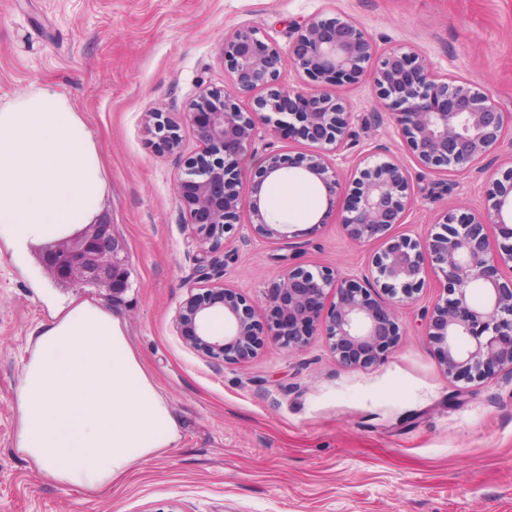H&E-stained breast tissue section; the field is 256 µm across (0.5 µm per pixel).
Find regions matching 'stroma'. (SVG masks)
<instances>
[{"mask_svg": "<svg viewBox=\"0 0 512 512\" xmlns=\"http://www.w3.org/2000/svg\"><path fill=\"white\" fill-rule=\"evenodd\" d=\"M343 14L378 49L414 48L445 72L483 84L512 113V0H0V98L37 85L65 93L106 164L105 215L129 257L128 287L57 282L29 253L0 254V512H512V374L466 383L448 377L422 334L443 290L391 302L403 336L367 368L340 363L326 337L297 351L267 340L226 364L187 347L174 317L189 293L228 285L266 301L287 269L367 272L376 243L355 244L312 187L277 200L294 237L271 242L237 227L224 264L197 272L176 192L180 157L159 154L144 113L185 111L202 85L230 88L224 35L250 25L280 47L297 26ZM354 114L340 166L381 149L410 172L415 201L397 233L419 238L450 207L487 208L512 146L482 172L422 170L403 150L371 82L343 89ZM91 297L113 310L146 372L168 400L180 438L100 492L49 482L12 449L26 339L60 302Z\"/></svg>", "mask_w": 512, "mask_h": 512, "instance_id": "1", "label": "stroma"}]
</instances>
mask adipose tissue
I'll list each match as a JSON object with an SVG mask.
<instances>
[{
    "instance_id": "adipose-tissue-1",
    "label": "adipose tissue",
    "mask_w": 512,
    "mask_h": 512,
    "mask_svg": "<svg viewBox=\"0 0 512 512\" xmlns=\"http://www.w3.org/2000/svg\"><path fill=\"white\" fill-rule=\"evenodd\" d=\"M109 193L95 136L69 98L32 86L0 99V251L102 220ZM13 450L48 480L97 492L172 447L178 423L121 318L90 298L53 306L27 339Z\"/></svg>"
}]
</instances>
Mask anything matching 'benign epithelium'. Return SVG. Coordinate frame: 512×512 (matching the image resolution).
<instances>
[{
    "instance_id": "7a95c632",
    "label": "benign epithelium",
    "mask_w": 512,
    "mask_h": 512,
    "mask_svg": "<svg viewBox=\"0 0 512 512\" xmlns=\"http://www.w3.org/2000/svg\"><path fill=\"white\" fill-rule=\"evenodd\" d=\"M294 34L284 51L253 26L236 29L221 47L232 89L203 87L185 112L145 115V132L158 153H182L184 125L193 127L201 145L200 153L184 160L176 181L200 276L208 277L220 262L223 240L243 211L259 237L292 236L290 224L273 217L265 193L271 182L295 176L315 184L325 200L313 225L327 223L342 197L338 219L346 236L383 246L369 274L357 279L329 269H288L271 296L284 317L268 328L254 320L251 301L232 288L192 294L176 316L178 335L213 359L236 363L253 357L267 334L291 350L321 334L342 363L366 368L383 360L402 336L391 309L372 297L373 289L410 299L425 287L430 265L442 277L445 298L425 318L423 335L436 347L445 372L469 382L496 368L512 374V187L490 182L488 209L446 210L437 221L442 231L421 241L392 234L414 202L409 172L378 156L343 175L338 157L348 146L352 112L341 95L323 89L370 78L380 105L427 173L481 167L512 138V113L502 111L483 86L439 72L410 49L378 52L347 16L313 19ZM288 67L304 76V86H281ZM243 97L252 99L250 106H242ZM285 133L309 150L268 154L248 173L256 142ZM39 258L59 281L94 283L111 297L127 288L128 257L105 219L43 246ZM477 288L484 294L480 302L472 297ZM217 314L224 317L221 335L211 329Z\"/></svg>"
}]
</instances>
